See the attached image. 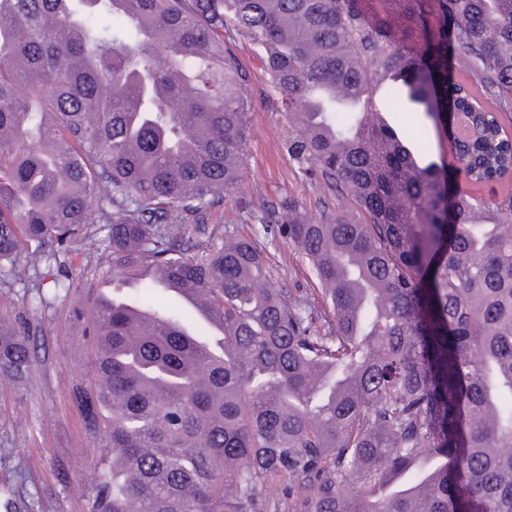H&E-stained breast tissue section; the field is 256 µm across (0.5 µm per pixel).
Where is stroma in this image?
I'll return each instance as SVG.
<instances>
[{
    "instance_id": "obj_1",
    "label": "stroma",
    "mask_w": 512,
    "mask_h": 512,
    "mask_svg": "<svg viewBox=\"0 0 512 512\" xmlns=\"http://www.w3.org/2000/svg\"><path fill=\"white\" fill-rule=\"evenodd\" d=\"M232 52L250 72L253 135L237 189L225 194L220 207L234 219L241 235L255 237L269 285L287 288L318 303L306 262L288 242L264 233L253 216L257 197L292 200L307 213L319 208L343 209L344 202L321 192L284 147L288 116L264 76L252 44L234 38ZM36 289L0 285V308L20 315L38 331L39 361L24 386L0 388V490L13 501L31 503L34 512H88L95 482L98 444L86 435L82 416L69 396L71 379L87 364V349L68 320L72 307L87 299H67L37 308Z\"/></svg>"
}]
</instances>
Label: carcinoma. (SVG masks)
Returning a JSON list of instances; mask_svg holds the SVG:
<instances>
[{"instance_id":"carcinoma-1","label":"carcinoma","mask_w":512,"mask_h":512,"mask_svg":"<svg viewBox=\"0 0 512 512\" xmlns=\"http://www.w3.org/2000/svg\"><path fill=\"white\" fill-rule=\"evenodd\" d=\"M0 0V284L39 275L73 310L92 376L70 397L101 443L88 512H258L288 480L302 512H512V0ZM248 38L288 112L290 159L352 211L257 205L322 299L266 286L235 222ZM446 123L453 161L426 130ZM104 234L62 274L52 248ZM197 295L224 327L201 349ZM137 307L153 315L142 322ZM34 331L0 313V381H26ZM420 117L425 120V127L432 148V158L440 164L441 159H450V141L448 136V128L442 121L435 123L430 118H425L424 114L420 112Z\"/></svg>"}]
</instances>
